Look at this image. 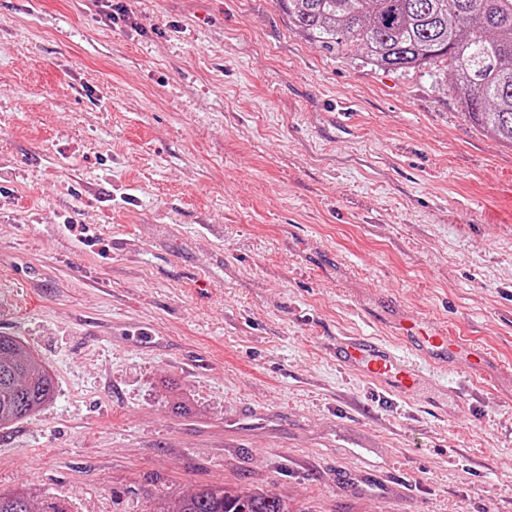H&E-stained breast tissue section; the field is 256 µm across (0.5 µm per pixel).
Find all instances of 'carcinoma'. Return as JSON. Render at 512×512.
<instances>
[{
  "label": "carcinoma",
  "instance_id": "1",
  "mask_svg": "<svg viewBox=\"0 0 512 512\" xmlns=\"http://www.w3.org/2000/svg\"><path fill=\"white\" fill-rule=\"evenodd\" d=\"M308 40L351 46L380 69L442 66L465 117L512 147V0H276ZM52 372L15 336L0 335V428L54 397ZM0 512H34L24 489L0 493ZM153 512H295L288 499L247 487L166 493Z\"/></svg>",
  "mask_w": 512,
  "mask_h": 512
}]
</instances>
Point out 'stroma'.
Segmentation results:
<instances>
[{
	"instance_id": "1",
	"label": "stroma",
	"mask_w": 512,
	"mask_h": 512,
	"mask_svg": "<svg viewBox=\"0 0 512 512\" xmlns=\"http://www.w3.org/2000/svg\"><path fill=\"white\" fill-rule=\"evenodd\" d=\"M121 3L0 0V334L56 383L0 429V492L512 512V148L444 68L330 53L275 0ZM399 307L499 380L401 401L337 367Z\"/></svg>"
}]
</instances>
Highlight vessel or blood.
Here are the masks:
<instances>
[{
	"instance_id": "obj_1",
	"label": "vessel or blood",
	"mask_w": 512,
	"mask_h": 512,
	"mask_svg": "<svg viewBox=\"0 0 512 512\" xmlns=\"http://www.w3.org/2000/svg\"><path fill=\"white\" fill-rule=\"evenodd\" d=\"M391 338L343 336L336 342V360L385 394L403 400L413 395L429 374H445L459 361H468L475 375L496 378L494 360L483 349L466 340L429 327L415 330L407 318L391 328Z\"/></svg>"
}]
</instances>
